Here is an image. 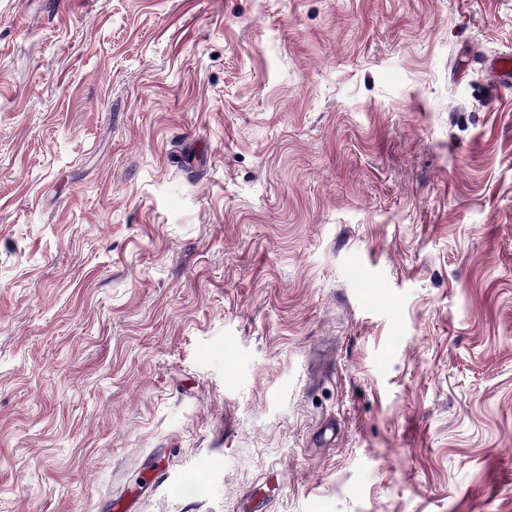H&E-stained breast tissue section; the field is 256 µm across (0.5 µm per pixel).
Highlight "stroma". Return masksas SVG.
Returning <instances> with one entry per match:
<instances>
[{"label": "stroma", "mask_w": 512, "mask_h": 512, "mask_svg": "<svg viewBox=\"0 0 512 512\" xmlns=\"http://www.w3.org/2000/svg\"><path fill=\"white\" fill-rule=\"evenodd\" d=\"M505 51L512 0H0V512H512Z\"/></svg>", "instance_id": "35a3bbf8"}]
</instances>
